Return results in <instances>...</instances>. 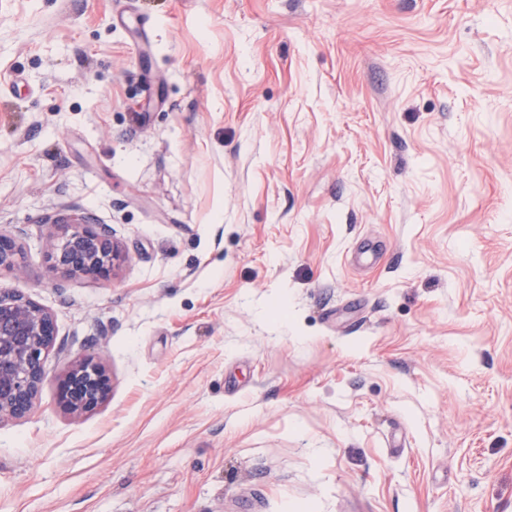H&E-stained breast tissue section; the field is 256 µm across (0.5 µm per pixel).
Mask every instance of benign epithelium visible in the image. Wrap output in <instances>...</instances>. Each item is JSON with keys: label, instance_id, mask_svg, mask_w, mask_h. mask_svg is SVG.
I'll return each instance as SVG.
<instances>
[{"label": "benign epithelium", "instance_id": "1", "mask_svg": "<svg viewBox=\"0 0 512 512\" xmlns=\"http://www.w3.org/2000/svg\"><path fill=\"white\" fill-rule=\"evenodd\" d=\"M59 236L46 242L48 272L56 277L109 278L125 263L126 254L103 224L74 214L54 219ZM20 277L25 273L16 238L0 234V271ZM57 349V328L52 313L13 288H0V425L28 416L47 381L45 359ZM110 377L94 355L73 359L56 378L60 410L80 417L108 398Z\"/></svg>", "mask_w": 512, "mask_h": 512}]
</instances>
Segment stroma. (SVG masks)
<instances>
[{
    "instance_id": "stroma-1",
    "label": "stroma",
    "mask_w": 512,
    "mask_h": 512,
    "mask_svg": "<svg viewBox=\"0 0 512 512\" xmlns=\"http://www.w3.org/2000/svg\"><path fill=\"white\" fill-rule=\"evenodd\" d=\"M74 212L113 278L50 280ZM16 232L0 512H512V0H0ZM57 348L52 313L22 290L0 288V425L32 412ZM110 377L94 355L73 359L64 374L56 378L57 404L60 410L80 417L100 407L108 398Z\"/></svg>"
}]
</instances>
